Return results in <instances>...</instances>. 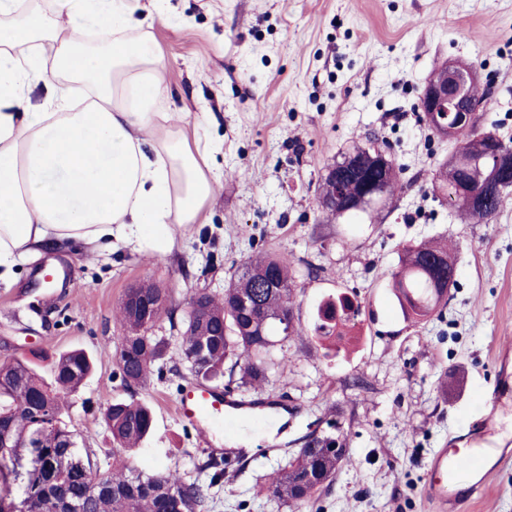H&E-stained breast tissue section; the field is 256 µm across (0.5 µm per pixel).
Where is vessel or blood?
I'll return each mask as SVG.
<instances>
[{"label": "vessel or blood", "mask_w": 512, "mask_h": 512, "mask_svg": "<svg viewBox=\"0 0 512 512\" xmlns=\"http://www.w3.org/2000/svg\"><path fill=\"white\" fill-rule=\"evenodd\" d=\"M181 418L191 423L218 419L226 423H239L248 409L247 403L235 399L232 392L206 386H192L181 395L177 405ZM484 431L473 430V445L462 452L440 449L434 455L426 478L425 492L436 512H461L468 502L485 485L495 470L481 447ZM470 473L473 479L461 484L462 473Z\"/></svg>", "instance_id": "1"}]
</instances>
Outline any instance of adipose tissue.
Segmentation results:
<instances>
[{"instance_id": "obj_1", "label": "adipose tissue", "mask_w": 512, "mask_h": 512, "mask_svg": "<svg viewBox=\"0 0 512 512\" xmlns=\"http://www.w3.org/2000/svg\"><path fill=\"white\" fill-rule=\"evenodd\" d=\"M54 2L0 0V280L65 242L166 254L217 184L206 116L188 134L157 109L164 64L130 0Z\"/></svg>"}]
</instances>
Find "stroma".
<instances>
[{
	"label": "stroma",
	"mask_w": 512,
	"mask_h": 512,
	"mask_svg": "<svg viewBox=\"0 0 512 512\" xmlns=\"http://www.w3.org/2000/svg\"><path fill=\"white\" fill-rule=\"evenodd\" d=\"M136 18L157 10L147 31L164 63L167 112L206 113L210 164L222 184L198 224L155 256L117 246L98 255L67 245L41 251L0 281V359L38 360L84 349L95 370L67 398L65 420L99 472L113 464L103 412L125 391L116 377L119 304L149 280L185 310L200 289L223 297L242 260L276 254L298 271L293 314L301 334L284 344L290 362L261 390L280 416L249 412L241 463L217 488L212 512H433L426 473L441 448L466 443L486 413L499 356L512 350V201L488 224L461 222L432 174L452 150L425 125L421 90L442 64L477 66L489 103L481 125L512 139V0H139ZM386 145L403 165L405 189L380 205L327 219L317 204L329 166L355 145ZM444 237L456 256L447 305L424 324L404 319L391 274L402 245ZM344 292L361 316L338 354L311 331L317 305ZM153 335L169 354L139 396L154 411L149 438L127 460L154 474L170 469L206 481L199 464L228 434L210 439L177 413L193 384L181 338L168 318ZM334 422L356 467L301 506L266 495L273 469L307 435ZM463 512H512V461L489 477Z\"/></svg>",
	"instance_id": "obj_1"
}]
</instances>
